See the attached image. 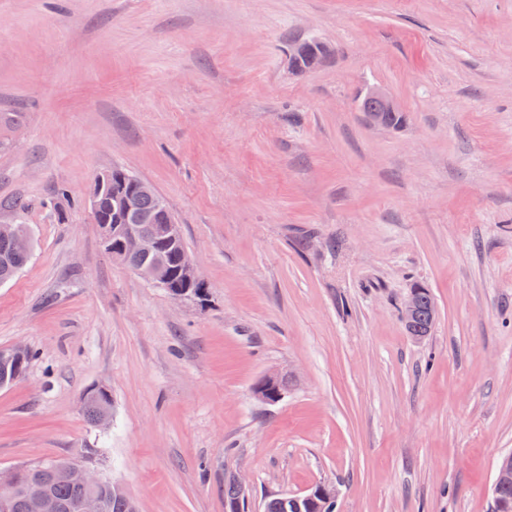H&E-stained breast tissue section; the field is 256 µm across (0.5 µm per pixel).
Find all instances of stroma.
Wrapping results in <instances>:
<instances>
[{
    "label": "stroma",
    "mask_w": 512,
    "mask_h": 512,
    "mask_svg": "<svg viewBox=\"0 0 512 512\" xmlns=\"http://www.w3.org/2000/svg\"><path fill=\"white\" fill-rule=\"evenodd\" d=\"M331 54L298 73L291 38ZM391 93L405 124L356 106ZM0 468L93 448L140 512H249L319 484L335 512H491L512 454V0H0ZM152 184L205 304L114 263L86 204ZM25 209L12 210L15 201ZM430 336L401 316L414 285ZM288 379L266 404L255 387ZM112 391L108 428L80 394ZM372 102H379L391 110L397 109L390 93L383 86L371 85L361 91L358 97V105L363 112H367V106L369 103L371 104L368 108L371 111H380L382 109L380 104ZM15 225L21 232L29 234L27 225ZM24 233H20L14 227V224L2 222L0 224V236L12 240L0 238V284L10 281L26 265L30 258L31 239L29 235ZM14 248L19 252L15 251ZM4 258L7 259L6 263ZM414 291H416L419 296L417 310V297L415 294L410 293L402 309V316L405 318L408 314H412L416 310L415 315L407 318L405 323L411 336H417V339H422L430 334L436 322V305L429 289L415 287ZM35 354L27 350L25 355L13 363L0 366V387H7L10 384L23 378L27 373ZM281 376L278 373H269L257 385V397L266 403H277L284 398L285 392L280 388ZM240 488L247 492V486L239 479ZM233 477L224 479V506L227 512H244L248 494H244Z\"/></svg>",
    "instance_id": "obj_1"
}]
</instances>
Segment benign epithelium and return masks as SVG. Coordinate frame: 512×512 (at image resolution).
Wrapping results in <instances>:
<instances>
[{"label": "benign epithelium", "instance_id": "1", "mask_svg": "<svg viewBox=\"0 0 512 512\" xmlns=\"http://www.w3.org/2000/svg\"><path fill=\"white\" fill-rule=\"evenodd\" d=\"M379 102L386 108L394 110L396 105L390 93L382 86L371 85L361 91L358 105L367 110L368 104ZM152 191V186L145 181L139 182L138 194L121 195L117 198L120 208L135 217L132 224L101 225V246L112 252V260L123 262V256L135 252L154 257L153 263L137 270V274L148 283L157 287H166L168 274L164 261L157 256L159 240L156 236L143 232L139 228V196ZM0 236L12 240L15 250L23 253L31 251L30 236L19 232L14 225L1 223ZM281 376L269 373L257 385V397L266 403H277L284 398L285 392L280 388ZM47 473L51 475H74L86 485L90 493L79 500L74 509L76 512H103L104 500L100 489L109 484L110 479L100 468L90 465L70 464L65 468L57 463L52 464ZM21 470L17 467L3 473L0 471V512H8L11 495L20 483ZM512 487V463L504 462L498 469L493 483L494 491ZM61 508L42 486L31 490L27 498V512H58Z\"/></svg>", "mask_w": 512, "mask_h": 512}]
</instances>
